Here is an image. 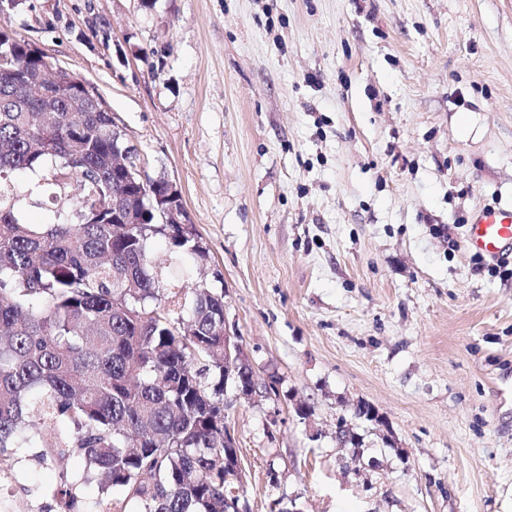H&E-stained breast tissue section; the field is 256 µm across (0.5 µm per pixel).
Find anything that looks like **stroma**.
I'll list each match as a JSON object with an SVG mask.
<instances>
[{
	"label": "stroma",
	"instance_id": "obj_1",
	"mask_svg": "<svg viewBox=\"0 0 512 512\" xmlns=\"http://www.w3.org/2000/svg\"><path fill=\"white\" fill-rule=\"evenodd\" d=\"M30 3L0 29L98 88L208 248L151 244L164 294L223 291L255 373L225 409L249 512H512V279L464 242L512 205V0ZM361 401L387 426L356 453ZM38 453L0 492L20 512L64 478L141 512Z\"/></svg>",
	"mask_w": 512,
	"mask_h": 512
}]
</instances>
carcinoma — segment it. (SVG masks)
<instances>
[{"instance_id": "1", "label": "carcinoma", "mask_w": 512, "mask_h": 512, "mask_svg": "<svg viewBox=\"0 0 512 512\" xmlns=\"http://www.w3.org/2000/svg\"><path fill=\"white\" fill-rule=\"evenodd\" d=\"M39 50L0 30V471L35 430L39 461L81 456L101 490L142 512H225L224 293L195 289L189 330L150 255L163 237L205 261L195 225L128 224L112 192L139 198L112 167V115L91 99L54 101L48 123L32 91ZM32 172L22 186L15 175ZM70 203L54 224L23 214L43 191Z\"/></svg>"}]
</instances>
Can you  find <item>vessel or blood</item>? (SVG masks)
Returning <instances> with one entry per match:
<instances>
[{
    "label": "vessel or blood",
    "instance_id": "vessel-or-blood-1",
    "mask_svg": "<svg viewBox=\"0 0 512 512\" xmlns=\"http://www.w3.org/2000/svg\"><path fill=\"white\" fill-rule=\"evenodd\" d=\"M467 248L491 261L512 254V206H489L475 211L467 226Z\"/></svg>",
    "mask_w": 512,
    "mask_h": 512
}]
</instances>
